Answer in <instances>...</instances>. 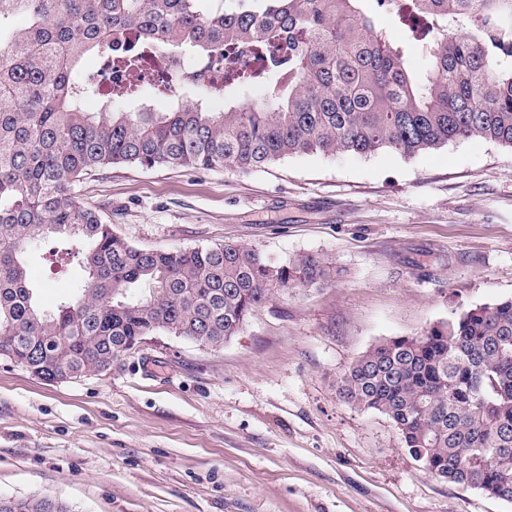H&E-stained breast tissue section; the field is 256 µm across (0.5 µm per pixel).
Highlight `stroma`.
<instances>
[{
	"instance_id": "1",
	"label": "stroma",
	"mask_w": 512,
	"mask_h": 512,
	"mask_svg": "<svg viewBox=\"0 0 512 512\" xmlns=\"http://www.w3.org/2000/svg\"><path fill=\"white\" fill-rule=\"evenodd\" d=\"M73 194L139 248L312 253L336 276L275 291L217 349L159 332L67 382L0 359V497L69 512H512L427 473L387 416L336 393L373 345L512 298V147L300 154L248 173L112 166ZM66 247L26 253L49 311L84 283ZM0 512H68L67 506L49 496L0 498Z\"/></svg>"
}]
</instances>
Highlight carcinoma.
<instances>
[{"label": "carcinoma", "instance_id": "carcinoma-1", "mask_svg": "<svg viewBox=\"0 0 512 512\" xmlns=\"http://www.w3.org/2000/svg\"><path fill=\"white\" fill-rule=\"evenodd\" d=\"M203 0H0V357L50 382L106 367L157 332L221 347L272 290L333 281L317 254L274 262L235 243L135 247L82 205L72 187L102 167L249 172L299 154L404 157L481 138L512 147V0H387L426 47L420 78L403 45L375 30L362 0H268L226 14ZM134 29L168 55L261 56L224 70V109L178 99L164 111L131 92L76 78L88 56L112 59V33ZM265 79L267 99L240 96ZM90 100L98 110L87 109ZM63 236L86 280L43 309L23 256ZM343 401L387 416L430 474L512 496V299L463 310L418 336L378 343L338 383ZM0 512H68L49 496L0 498Z\"/></svg>", "mask_w": 512, "mask_h": 512}]
</instances>
